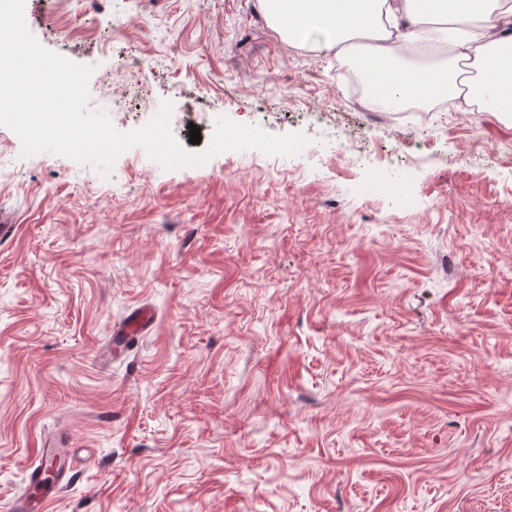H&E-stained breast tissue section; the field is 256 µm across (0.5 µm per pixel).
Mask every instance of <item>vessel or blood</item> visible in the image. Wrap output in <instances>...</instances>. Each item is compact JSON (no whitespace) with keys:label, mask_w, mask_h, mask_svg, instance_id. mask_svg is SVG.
Returning a JSON list of instances; mask_svg holds the SVG:
<instances>
[{"label":"vessel or blood","mask_w":512,"mask_h":512,"mask_svg":"<svg viewBox=\"0 0 512 512\" xmlns=\"http://www.w3.org/2000/svg\"><path fill=\"white\" fill-rule=\"evenodd\" d=\"M153 313L142 306L112 327V338L131 342L151 325ZM86 462L78 449L72 448L67 436L59 434L43 440L37 459L25 471V490L16 497L10 512H46L73 481Z\"/></svg>","instance_id":"vessel-or-blood-1"}]
</instances>
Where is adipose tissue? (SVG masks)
<instances>
[{
    "label": "adipose tissue",
    "instance_id": "ef3b65f1",
    "mask_svg": "<svg viewBox=\"0 0 512 512\" xmlns=\"http://www.w3.org/2000/svg\"><path fill=\"white\" fill-rule=\"evenodd\" d=\"M290 45L352 56L374 104L463 97L512 116V0H260Z\"/></svg>",
    "mask_w": 512,
    "mask_h": 512
}]
</instances>
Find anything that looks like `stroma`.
<instances>
[{
	"mask_svg": "<svg viewBox=\"0 0 512 512\" xmlns=\"http://www.w3.org/2000/svg\"><path fill=\"white\" fill-rule=\"evenodd\" d=\"M24 17L119 131L168 100L191 153L222 115L310 142L105 177L0 126V512L60 429L90 459L49 512H512V118L356 105L258 0ZM153 313L148 307L142 306L131 312L123 321L112 327V340L129 344L134 338L142 335L151 325Z\"/></svg>",
	"mask_w": 512,
	"mask_h": 512,
	"instance_id": "1",
	"label": "stroma"
}]
</instances>
